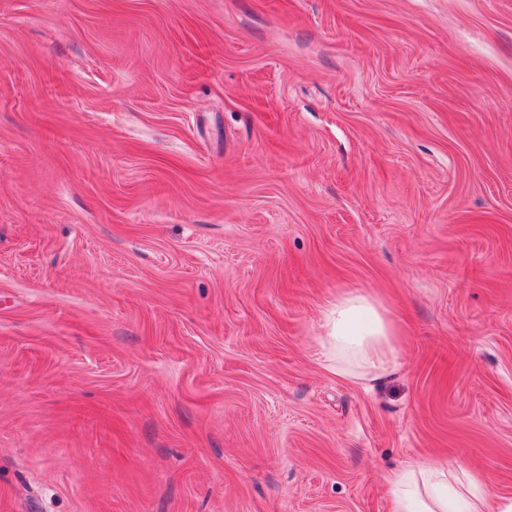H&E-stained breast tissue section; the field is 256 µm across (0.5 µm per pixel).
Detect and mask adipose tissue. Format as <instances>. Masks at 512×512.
I'll return each mask as SVG.
<instances>
[{
  "mask_svg": "<svg viewBox=\"0 0 512 512\" xmlns=\"http://www.w3.org/2000/svg\"><path fill=\"white\" fill-rule=\"evenodd\" d=\"M320 338L325 366L343 380L382 382L398 366L399 332L370 294L348 291L325 310ZM447 464L419 463L388 477L393 512H512V498L490 500L478 477L455 487Z\"/></svg>",
  "mask_w": 512,
  "mask_h": 512,
  "instance_id": "adipose-tissue-1",
  "label": "adipose tissue"
}]
</instances>
